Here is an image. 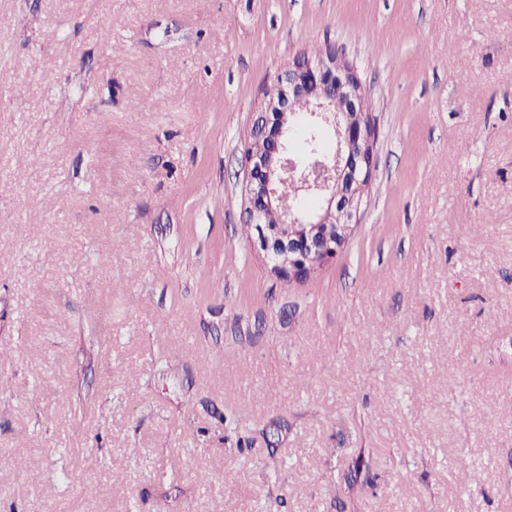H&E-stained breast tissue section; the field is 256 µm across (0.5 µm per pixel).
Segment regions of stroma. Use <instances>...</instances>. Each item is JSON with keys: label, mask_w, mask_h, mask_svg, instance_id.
Segmentation results:
<instances>
[{"label": "stroma", "mask_w": 512, "mask_h": 512, "mask_svg": "<svg viewBox=\"0 0 512 512\" xmlns=\"http://www.w3.org/2000/svg\"><path fill=\"white\" fill-rule=\"evenodd\" d=\"M315 48L377 138L288 281L245 148ZM0 73V512H512V0H0Z\"/></svg>", "instance_id": "35a3bbf8"}]
</instances>
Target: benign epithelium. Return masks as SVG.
<instances>
[{"instance_id": "benign-epithelium-1", "label": "benign epithelium", "mask_w": 512, "mask_h": 512, "mask_svg": "<svg viewBox=\"0 0 512 512\" xmlns=\"http://www.w3.org/2000/svg\"><path fill=\"white\" fill-rule=\"evenodd\" d=\"M297 99L306 101V111L291 110ZM298 127L333 131L335 149L296 159L289 141ZM374 142L353 68L331 52L315 60L300 55L288 63L265 93L248 149L252 243L265 253L272 271L288 279L307 277L348 242L358 224ZM288 178L296 181L302 195L319 200L320 213L304 217L281 198L280 182ZM271 214L278 215L274 224L268 223Z\"/></svg>"}]
</instances>
